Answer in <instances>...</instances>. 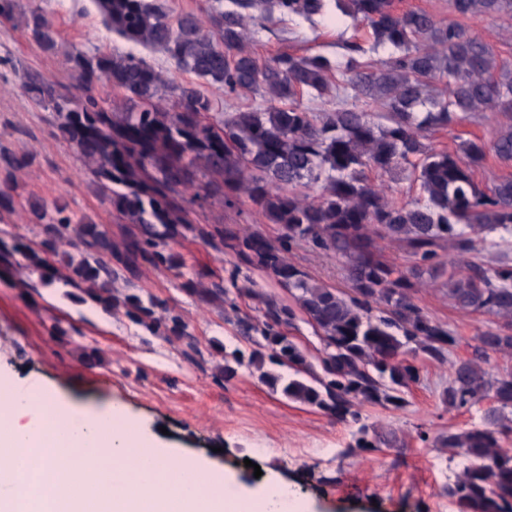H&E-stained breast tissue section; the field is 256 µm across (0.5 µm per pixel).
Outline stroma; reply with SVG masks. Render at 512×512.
<instances>
[{
	"label": "stroma",
	"instance_id": "stroma-1",
	"mask_svg": "<svg viewBox=\"0 0 512 512\" xmlns=\"http://www.w3.org/2000/svg\"><path fill=\"white\" fill-rule=\"evenodd\" d=\"M59 32L56 53L32 45L20 28L0 24V149L29 155L19 176L15 213L0 221V230L31 234L25 224L29 201L62 196L70 209L106 225L113 238L122 220L90 184L74 150L54 136L49 111L33 106L22 91L27 72L37 71L64 86L72 85L67 54L78 48L144 57L171 73L175 82L189 75L174 71L161 51H149L120 40L90 10L89 0H39ZM470 27L512 67V19L479 17ZM352 17H318L256 25L248 47L262 60L280 53L322 54L342 61L344 44L359 35ZM504 115L483 112L439 129L427 147L458 150L478 137L492 142L506 125ZM194 224H228L277 240V225L254 214L246 204L226 206L210 200L189 207ZM185 261L183 271L145 267L139 277L117 276V294L153 296L182 315L198 343L186 355L182 341L152 335L124 315H111L100 305L82 301L78 289L57 282L42 285L37 270L17 256L0 274V366L19 381H33L81 403H112L152 431L167 429L171 447L209 459L236 471L246 484L276 481L293 495L312 503L315 512H456L444 493L461 472L458 459L434 447L433 439L480 423L488 401L470 409L448 410L441 392L450 376L448 364L426 361L421 381L413 385L403 409L367 406L365 424L390 432L397 447L350 451L355 427L318 409L289 400L263 382L258 371L239 367L233 379L222 373L224 352L239 347L231 323L219 308L196 303L181 289L183 277L202 271L215 281L235 279L244 288L237 304L254 313L247 296L254 288L270 294L276 286L258 270L238 264L233 255L188 238L175 247ZM290 262L316 280L343 287L344 272L336 257L304 246L289 249ZM415 300L433 319L446 323L460 342L451 361L473 358L476 337L493 324L492 317L455 308L437 285L417 288ZM262 477H255V470Z\"/></svg>",
	"mask_w": 512,
	"mask_h": 512
}]
</instances>
